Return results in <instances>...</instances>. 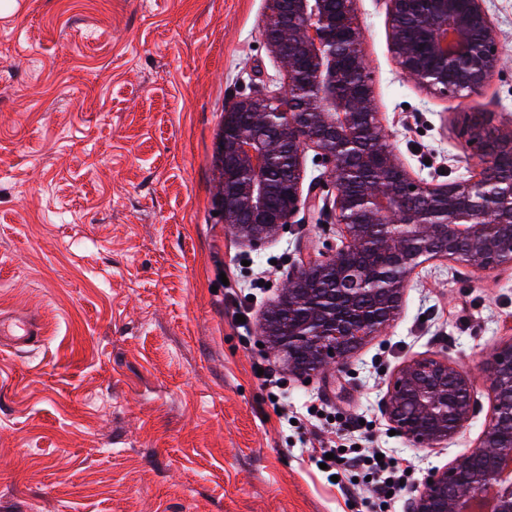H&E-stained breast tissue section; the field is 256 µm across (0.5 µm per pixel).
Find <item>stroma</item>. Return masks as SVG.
<instances>
[{
    "instance_id": "35a3bbf8",
    "label": "stroma",
    "mask_w": 512,
    "mask_h": 512,
    "mask_svg": "<svg viewBox=\"0 0 512 512\" xmlns=\"http://www.w3.org/2000/svg\"><path fill=\"white\" fill-rule=\"evenodd\" d=\"M15 2L0 16V309L35 315L43 335L0 347V512H404L355 468L328 481L307 408L420 484L491 410L482 362L512 338V269L426 262L345 368L289 374L260 326L300 251L346 241L331 221L255 246L225 230L224 109L283 83L266 0ZM485 6L499 70L463 101L407 79L384 0H357L376 110L417 180L475 175L472 113L512 126V0ZM430 354L471 373L481 412L447 446L415 448L380 405L398 367ZM258 361L284 378L286 415Z\"/></svg>"
}]
</instances>
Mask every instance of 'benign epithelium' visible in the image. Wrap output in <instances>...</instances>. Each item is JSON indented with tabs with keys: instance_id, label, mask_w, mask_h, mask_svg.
<instances>
[{
	"instance_id": "1",
	"label": "benign epithelium",
	"mask_w": 512,
	"mask_h": 512,
	"mask_svg": "<svg viewBox=\"0 0 512 512\" xmlns=\"http://www.w3.org/2000/svg\"><path fill=\"white\" fill-rule=\"evenodd\" d=\"M356 0H266L264 35L285 83L237 97L224 110L219 195L224 223L256 245L305 210L331 211L350 247L385 264L304 255L260 327L299 376L346 363L398 314L411 275L431 259L483 271L512 265V128L476 112L468 126L479 172L428 185L410 176L385 140L367 78ZM400 70L434 93L466 99L500 63L484 0H385ZM313 147L327 171L303 187ZM491 413L467 452L429 474L405 512H512V338L485 359ZM391 426L416 447L440 448L480 411L469 374L440 356L408 358L381 402Z\"/></svg>"
}]
</instances>
